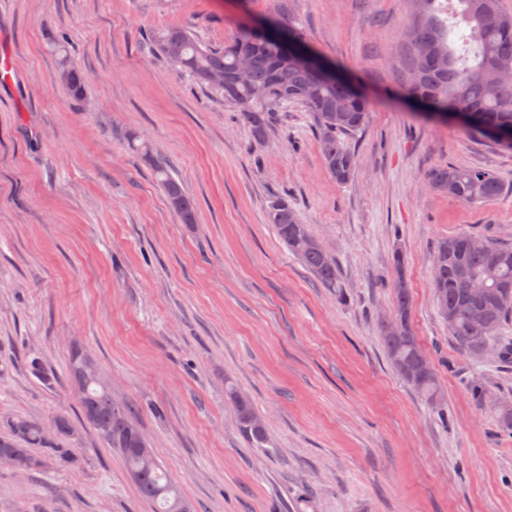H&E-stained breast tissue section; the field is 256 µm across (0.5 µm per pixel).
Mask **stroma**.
<instances>
[{
	"label": "stroma",
	"mask_w": 512,
	"mask_h": 512,
	"mask_svg": "<svg viewBox=\"0 0 512 512\" xmlns=\"http://www.w3.org/2000/svg\"><path fill=\"white\" fill-rule=\"evenodd\" d=\"M284 9L370 103L347 184L330 178L309 113L284 109L255 142L222 92L151 45L156 29L182 26L220 47L241 21ZM410 17L408 0H0L14 66L0 83V418L80 425L74 465L0 463V512H153L122 456L79 422L76 347L114 400L138 408L194 512H292L303 498L306 512H512V432L469 391L478 380L512 399V364L458 350L431 288L438 242L512 243V150L404 97ZM57 36L85 77L82 101L59 81ZM131 129L195 200L194 226L130 153ZM448 164L493 172L503 193L466 204L435 191L427 174ZM277 195L336 257L346 301L280 241L266 213ZM399 272L444 419L380 341ZM228 377L262 416L263 446L239 429Z\"/></svg>",
	"instance_id": "35a3bbf8"
}]
</instances>
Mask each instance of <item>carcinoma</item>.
Wrapping results in <instances>:
<instances>
[{
  "instance_id": "cac0c4a2",
  "label": "carcinoma",
  "mask_w": 512,
  "mask_h": 512,
  "mask_svg": "<svg viewBox=\"0 0 512 512\" xmlns=\"http://www.w3.org/2000/svg\"><path fill=\"white\" fill-rule=\"evenodd\" d=\"M413 19L405 31V80L403 91L414 104L427 113L463 114L468 129L479 136L493 132L497 144L512 147V15L503 11L500 0H458L460 16L469 33L460 36L463 53L448 45V25L439 17L442 8L437 0H412ZM267 25L276 28V37H264L239 26L232 39L222 48L203 43L191 31L168 27L152 35L153 48L172 67L200 84L224 93L247 123L256 141L266 139L273 118L281 108L296 104L313 116L321 151L330 176L339 184L349 182L357 165V156L349 139L360 132L369 112L367 98L352 83L336 77V69H319L313 56L294 54L290 44L303 41L301 28L290 17H269ZM60 55V81L75 99L84 96L83 74L69 61L66 41H52ZM250 65V80L236 78L240 59ZM220 73L224 82L213 76ZM132 150L152 167L158 184L183 224L195 223L196 204L172 176L170 163L154 156L148 142L136 131L127 136ZM429 184L463 203L489 202L503 192V185L491 172L478 168L440 166L428 174ZM268 221L288 251L300 260L323 288L344 297V283L339 265L327 259L326 250L301 223L288 200L275 196L267 208ZM306 243L303 251L297 242ZM480 282L484 288H470ZM395 324L381 322L380 339L392 368L415 393L443 419H448L435 370L409 324L410 297L402 277L394 280ZM431 286L438 310L457 347L483 358L492 351L495 358L512 364V338L503 335L512 325V244L490 239L481 247L472 246V236L458 235L439 242L433 252ZM481 314L482 325L474 323ZM90 357L76 348L69 359L68 380L78 396L83 420L110 448L118 451L126 472L135 476L132 483L155 512H176L178 501L186 502L179 487L154 455L144 457L136 438L142 433L139 412L127 404L117 403L97 377L81 372ZM471 394L480 407H492L499 427L512 431V404L494 403L490 390L479 381L471 384ZM224 397L234 407L240 430L252 444L266 442V428L248 396L229 380L224 381ZM55 436L45 433L44 424L36 419L14 416L0 421V461L19 472L43 468L45 456L71 460L68 448L72 438V421L66 416L54 420Z\"/></svg>"
}]
</instances>
